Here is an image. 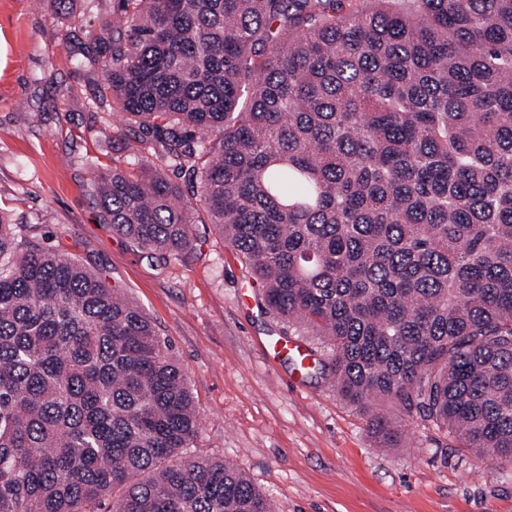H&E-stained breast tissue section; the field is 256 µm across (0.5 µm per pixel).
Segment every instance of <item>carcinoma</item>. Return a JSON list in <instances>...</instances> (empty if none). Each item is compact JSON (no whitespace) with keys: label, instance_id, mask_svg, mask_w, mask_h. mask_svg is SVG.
<instances>
[{"label":"carcinoma","instance_id":"1","mask_svg":"<svg viewBox=\"0 0 512 512\" xmlns=\"http://www.w3.org/2000/svg\"><path fill=\"white\" fill-rule=\"evenodd\" d=\"M103 63L135 174L105 223L164 263L204 212L261 304L377 402L512 462V0H118ZM192 188V198L170 177ZM0 217V512H274L185 456L187 375L147 315Z\"/></svg>","mask_w":512,"mask_h":512}]
</instances>
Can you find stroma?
Masks as SVG:
<instances>
[{
    "mask_svg": "<svg viewBox=\"0 0 512 512\" xmlns=\"http://www.w3.org/2000/svg\"><path fill=\"white\" fill-rule=\"evenodd\" d=\"M119 17L116 0H71L64 12L0 0V215L143 309L188 376L194 453L233 463L276 512H512V464L392 404L383 412L401 445L388 447L333 378L267 365L288 327L261 308L212 225L196 224L190 258L161 263L104 223L89 169L125 165L127 131L120 113L93 104L112 95L102 68L72 56Z\"/></svg>",
    "mask_w": 512,
    "mask_h": 512,
    "instance_id": "1",
    "label": "stroma"
}]
</instances>
